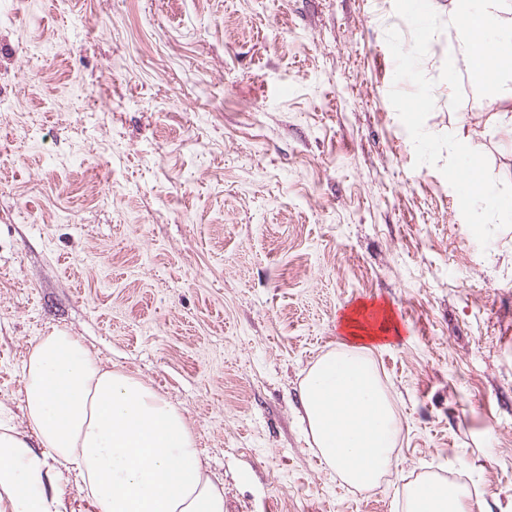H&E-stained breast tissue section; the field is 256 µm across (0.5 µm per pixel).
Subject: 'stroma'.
<instances>
[{"mask_svg":"<svg viewBox=\"0 0 512 512\" xmlns=\"http://www.w3.org/2000/svg\"><path fill=\"white\" fill-rule=\"evenodd\" d=\"M452 0L425 129L512 183V66L478 81ZM394 0H0V411L63 331L185 417L224 512H404L425 479L512 512V228L488 247L391 105ZM399 423L347 485L300 386L360 305Z\"/></svg>","mask_w":512,"mask_h":512,"instance_id":"obj_1","label":"stroma"}]
</instances>
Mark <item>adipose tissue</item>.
Here are the masks:
<instances>
[{
	"label": "adipose tissue",
	"instance_id": "ef3b65f1",
	"mask_svg": "<svg viewBox=\"0 0 512 512\" xmlns=\"http://www.w3.org/2000/svg\"><path fill=\"white\" fill-rule=\"evenodd\" d=\"M500 0H459L460 52L476 77L495 63L488 32ZM344 343L321 357L303 380L308 429L327 464L351 485H376L392 460L399 431L367 344L398 326L389 310L359 306L342 317ZM34 452L0 421V512H68L60 483L75 473L95 512H224V491L208 475L179 410L140 381L103 368L76 338L41 337L24 368ZM467 489L435 480L413 486L407 512H472Z\"/></svg>",
	"mask_w": 512,
	"mask_h": 512
}]
</instances>
